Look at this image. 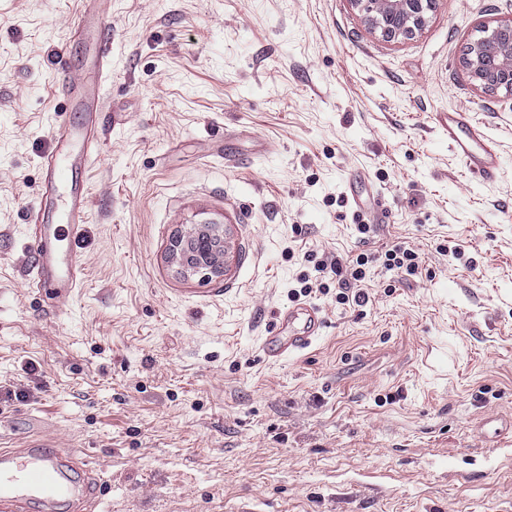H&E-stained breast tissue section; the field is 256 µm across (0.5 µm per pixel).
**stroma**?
I'll use <instances>...</instances> for the list:
<instances>
[{"label":"stroma","instance_id":"obj_1","mask_svg":"<svg viewBox=\"0 0 512 512\" xmlns=\"http://www.w3.org/2000/svg\"><path fill=\"white\" fill-rule=\"evenodd\" d=\"M79 8L0 0V438L86 451L104 512H512V442L483 426L512 419V95L461 64L512 0H436L393 41L351 0H90L86 31ZM103 41L91 115L77 97ZM451 109L500 142L495 183L449 152ZM65 121L95 143L82 284L51 299L30 240L70 192L48 172ZM205 220L231 245L212 281L170 260ZM398 239L417 276L375 275L363 307L313 292L322 335L264 358L306 252ZM95 69V82L91 87L86 89V92L100 108L104 96L105 84L112 76V57L107 49L99 53V59L98 62L95 63Z\"/></svg>","mask_w":512,"mask_h":512}]
</instances>
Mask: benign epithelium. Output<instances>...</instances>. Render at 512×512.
Segmentation results:
<instances>
[{
  "label": "benign epithelium",
  "instance_id": "benign-epithelium-1",
  "mask_svg": "<svg viewBox=\"0 0 512 512\" xmlns=\"http://www.w3.org/2000/svg\"><path fill=\"white\" fill-rule=\"evenodd\" d=\"M372 30L394 40L415 34L425 24L433 0H351ZM471 43L464 61L475 85L486 93L512 94V20L482 29ZM231 245L222 224H196L171 244L178 272L203 280L219 278L227 271Z\"/></svg>",
  "mask_w": 512,
  "mask_h": 512
}]
</instances>
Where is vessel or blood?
I'll list each match as a JSON object with an SVG mask.
<instances>
[{
    "instance_id": "b4317fda",
    "label": "vessel or blood",
    "mask_w": 512,
    "mask_h": 512,
    "mask_svg": "<svg viewBox=\"0 0 512 512\" xmlns=\"http://www.w3.org/2000/svg\"><path fill=\"white\" fill-rule=\"evenodd\" d=\"M96 78L87 94L101 103L106 82L112 76V58L103 51L95 64ZM448 149L474 177L495 181L501 169V145L489 136L471 112L452 111L444 124ZM87 129L59 127L53 173L57 180L76 179L87 158L83 150ZM55 226L38 225L32 240L36 255L33 283L47 297L70 295L80 282L76 253L65 241L78 231L74 204L55 213ZM324 319L318 306L301 303L279 313L275 328L264 336L261 349L272 360H280L309 348L320 335ZM105 482L89 467L81 454L53 447L40 439L23 447L0 448V512H100Z\"/></svg>"
}]
</instances>
